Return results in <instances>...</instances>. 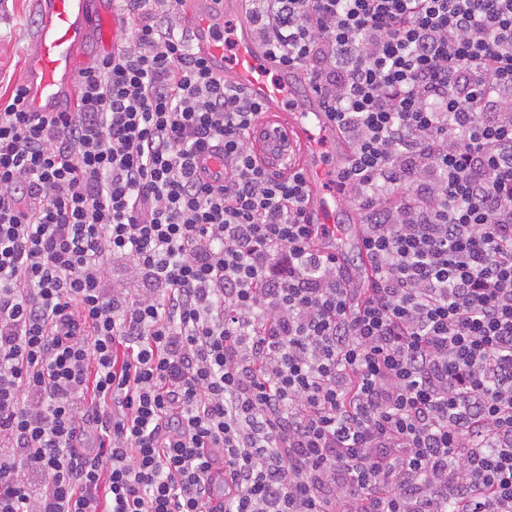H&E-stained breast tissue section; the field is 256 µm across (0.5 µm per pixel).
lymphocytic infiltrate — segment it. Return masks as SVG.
Segmentation results:
<instances>
[{"instance_id":"1","label":"lymphocytic infiltrate","mask_w":512,"mask_h":512,"mask_svg":"<svg viewBox=\"0 0 512 512\" xmlns=\"http://www.w3.org/2000/svg\"><path fill=\"white\" fill-rule=\"evenodd\" d=\"M247 2L364 248L128 0L75 111L0 102V512H512V0ZM340 219L345 224V230L347 231V243L345 245V257L349 260L355 261L358 257V248L354 243L355 235L357 232L356 227L358 224H362L361 214L352 209L348 208L343 211Z\"/></svg>"}]
</instances>
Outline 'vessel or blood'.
<instances>
[{"mask_svg":"<svg viewBox=\"0 0 512 512\" xmlns=\"http://www.w3.org/2000/svg\"><path fill=\"white\" fill-rule=\"evenodd\" d=\"M39 8L41 24L30 39L21 75L23 103L30 112H70L88 46L116 48L127 26L112 0H39ZM229 8L228 0H181L180 15L192 34V48L215 78L239 86L262 105L249 131L260 166L279 177L303 170L306 219L335 223L345 201L323 151L335 140L336 125L317 96L293 95L291 71L265 55L250 21H243L232 44H225L224 14Z\"/></svg>","mask_w":512,"mask_h":512,"instance_id":"1","label":"vessel or blood"}]
</instances>
